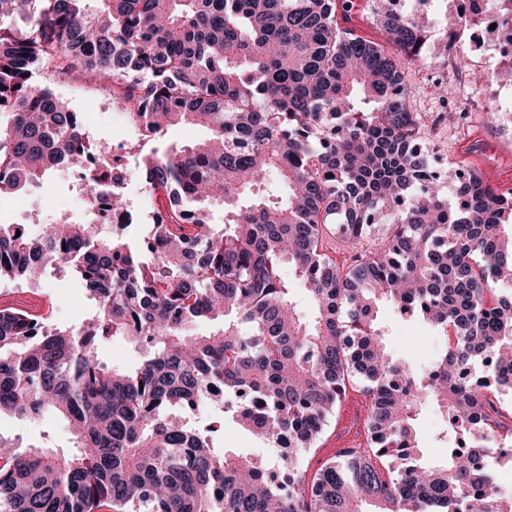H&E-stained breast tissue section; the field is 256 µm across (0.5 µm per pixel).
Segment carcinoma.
<instances>
[{"label": "carcinoma", "mask_w": 512, "mask_h": 512, "mask_svg": "<svg viewBox=\"0 0 512 512\" xmlns=\"http://www.w3.org/2000/svg\"><path fill=\"white\" fill-rule=\"evenodd\" d=\"M379 2L385 43L342 25L346 0H0V188L112 159L38 70L95 76L155 137L207 132L136 162L165 197L136 243L99 224L38 237L0 224L1 286L31 292L53 268L90 301L67 329L0 306V415H53L72 435L67 453L0 438V512H512L480 465L512 417L485 395L512 390V197L435 168L406 65L448 48V27L432 35ZM112 210L134 225L118 191ZM374 224L389 235L370 252ZM335 232L355 250L346 267ZM383 304L455 344L412 371L384 341ZM115 337L134 365L101 356ZM356 379L369 452L344 449L310 477L300 458ZM426 405L445 422L441 463L423 457ZM228 416L288 449L286 466L215 447ZM204 137L205 133L203 130L186 126H177L168 130L164 141L166 146H181L203 139Z\"/></svg>", "instance_id": "carcinoma-1"}]
</instances>
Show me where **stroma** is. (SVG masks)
I'll return each mask as SVG.
<instances>
[{
  "label": "stroma",
  "instance_id": "stroma-1",
  "mask_svg": "<svg viewBox=\"0 0 512 512\" xmlns=\"http://www.w3.org/2000/svg\"><path fill=\"white\" fill-rule=\"evenodd\" d=\"M487 66L488 60L478 50L470 31L460 32L447 57L432 64H413L410 97L414 111L420 112L427 124L421 143L432 153L435 165L443 170L456 166L464 173L477 171L487 183L506 194L512 192V128L486 117L492 95L481 76ZM35 80L48 85L72 111L81 113L93 139L125 142L146 153L156 147V140L142 131H128L125 109L112 104V91L106 85L91 78L74 81L42 72L36 73ZM438 80L445 89L440 98L432 92V85ZM447 103L465 105L468 119L464 125L438 122ZM83 194L84 189L74 176L59 171L49 177L44 189L31 192L28 199L35 211L76 217L83 206ZM0 302L49 313L52 324L63 329L81 323L89 305L83 289L50 270L42 273L36 292L6 288L0 290ZM379 317L386 327L387 342L400 361L419 371L435 362L442 338L434 327L416 318L402 317L387 306L381 307ZM369 408L370 399L362 388L348 390L315 448L302 456V465L311 471L318 469L336 455L346 435H353L355 443L364 442ZM46 431L57 447L70 448L71 435L65 421L25 422L6 414L0 416V435L26 444L39 441Z\"/></svg>",
  "mask_w": 512,
  "mask_h": 512
}]
</instances>
